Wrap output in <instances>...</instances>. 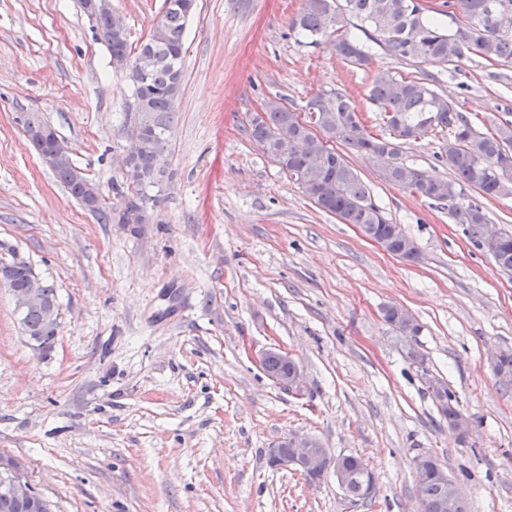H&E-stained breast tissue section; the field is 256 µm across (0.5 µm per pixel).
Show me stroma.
I'll return each mask as SVG.
<instances>
[{"label": "stroma", "mask_w": 512, "mask_h": 512, "mask_svg": "<svg viewBox=\"0 0 512 512\" xmlns=\"http://www.w3.org/2000/svg\"><path fill=\"white\" fill-rule=\"evenodd\" d=\"M165 0H112L131 45ZM302 0H196L176 102L171 176L140 227L101 224L29 143L41 113L78 168L110 194L126 146L124 72L81 0H0V259L19 255L53 284L58 341L40 354L0 287V451L26 465L54 512H421L414 459L437 457L470 512H512V388L489 357L512 349V273L475 249L452 204L386 184L345 155L421 252L390 255L320 211L246 135L248 115L283 99L304 109L342 92L367 100L376 73L421 79L488 133L512 122V64L478 57L400 62L366 41L356 66L291 20ZM429 136L409 166L450 176ZM418 322L405 335L386 308ZM273 349L302 368L291 391L258 365ZM445 383L472 427L459 439L430 388ZM376 478L346 498L269 462L291 434Z\"/></svg>", "instance_id": "stroma-1"}]
</instances>
